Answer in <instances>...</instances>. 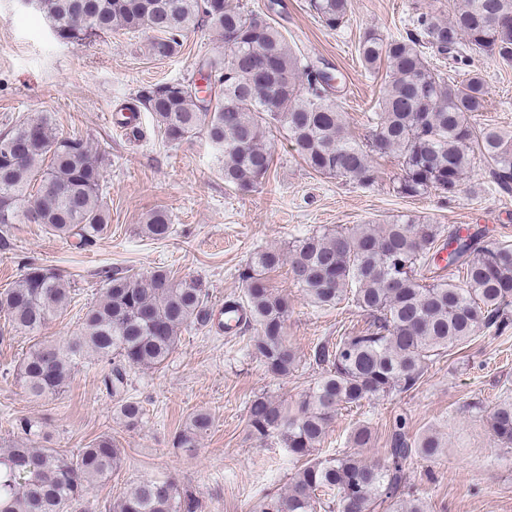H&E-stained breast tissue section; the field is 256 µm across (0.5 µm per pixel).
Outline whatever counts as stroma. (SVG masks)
<instances>
[{
	"label": "stroma",
	"mask_w": 512,
	"mask_h": 512,
	"mask_svg": "<svg viewBox=\"0 0 512 512\" xmlns=\"http://www.w3.org/2000/svg\"><path fill=\"white\" fill-rule=\"evenodd\" d=\"M280 3L275 20L294 50L324 58L340 77L338 101L350 136L359 142L370 135V115L385 80L384 72H368L358 58L364 29L401 38L412 28L416 6L441 15L449 10V0H351L348 26L332 31L313 18L306 0ZM148 39L145 32H119L80 46L62 43L39 12L19 0H0V133L50 113L59 133L98 145L107 175L108 229L91 246L76 249L42 225L14 224L10 250L0 251V292L32 263L55 269L71 283L77 308L50 323L46 335L63 339L77 332V310L101 295L104 269L162 267L179 278H197L214 304L241 298L238 270L258 250L284 249L326 229L378 224L406 212L445 226L475 225L487 241L512 245V191H503L482 163L452 200L402 198L393 191L401 175L396 158H375L378 179L361 186L312 171L278 132L271 139L268 178L241 195L225 184L223 161L204 137L168 145L145 111L137 130L116 126L112 115L134 103L143 87L189 77L204 54L224 49L203 27L189 32L175 55L156 60L144 51ZM471 64L481 71L487 91L475 124L512 131V65L477 55ZM157 209L168 213L174 228L163 241L142 230ZM271 285L290 301L286 331L300 357L295 371L272 377L250 355L255 327L232 336L188 329L166 367L130 372L127 393L145 408L133 427L120 417L117 399L106 394L98 364L75 372L59 396L31 397L13 374L31 339L0 324V451L15 442V423L22 418L39 425L51 448L74 450L109 434L123 452V464L111 481L94 488L96 512H108L119 492L139 480L167 477L193 491L201 512H257L265 496L284 491L301 463L251 434L250 401L264 395L298 402L321 373L310 360L314 347L359 331L366 321L352 306H311L287 269L272 273ZM506 398L512 399V329L486 331L434 360L416 390L342 411L314 455L325 458L345 449L353 427L366 422L373 441L361 455L369 462L384 460L400 417L408 437L432 428L448 443L439 459L412 457L406 463L407 487L426 512H512V446L498 444L486 424L487 411ZM200 409L213 416L212 428L197 447H174L176 434Z\"/></svg>",
	"instance_id": "obj_1"
}]
</instances>
